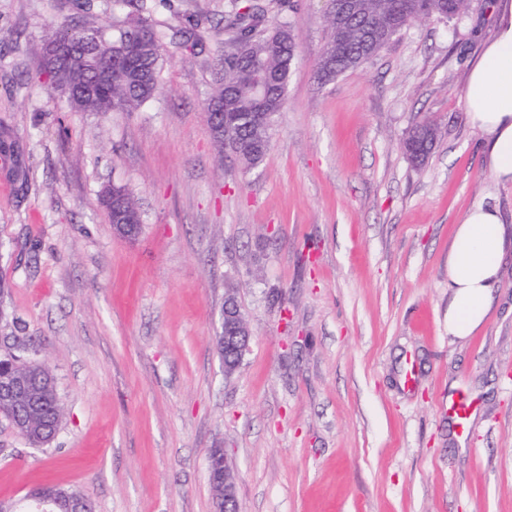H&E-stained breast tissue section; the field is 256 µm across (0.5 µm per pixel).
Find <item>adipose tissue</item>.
<instances>
[{
    "instance_id": "ef3b65f1",
    "label": "adipose tissue",
    "mask_w": 512,
    "mask_h": 512,
    "mask_svg": "<svg viewBox=\"0 0 512 512\" xmlns=\"http://www.w3.org/2000/svg\"><path fill=\"white\" fill-rule=\"evenodd\" d=\"M470 124L483 139L484 160L494 178L512 184V0L497 15L493 38L471 65L465 88ZM512 230L498 209L471 208L456 225L448 250V334L471 336L494 305Z\"/></svg>"
}]
</instances>
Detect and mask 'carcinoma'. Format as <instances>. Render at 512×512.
Here are the masks:
<instances>
[{"instance_id": "cac0c4a2", "label": "carcinoma", "mask_w": 512, "mask_h": 512, "mask_svg": "<svg viewBox=\"0 0 512 512\" xmlns=\"http://www.w3.org/2000/svg\"><path fill=\"white\" fill-rule=\"evenodd\" d=\"M136 16L109 35L101 28L65 27L43 45L40 71L78 112H132L158 89L161 71L160 34L154 27L146 0H113ZM347 41L336 43L335 17L328 15L330 33L317 64L319 79L332 81L376 56L404 27L431 19L449 20L464 12L467 0H354ZM270 5L257 0H229L215 22L200 12L173 30L183 44L195 45L199 30L224 29V52L213 71V90L207 104V123L214 142L229 151L245 168L258 166L271 142L275 116L286 103L295 36L282 22L269 16ZM382 31L375 42L365 43L362 26ZM266 92L256 94L254 77ZM438 138L435 125L424 122L403 139L407 157L417 165L431 154ZM25 377L30 395L19 402L14 417L24 421L26 440L41 448L53 436L48 422L60 428L65 408L53 374L35 358L6 351L0 355V377ZM79 490L53 488L49 509L66 512Z\"/></svg>"}]
</instances>
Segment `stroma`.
Listing matches in <instances>:
<instances>
[{
	"mask_svg": "<svg viewBox=\"0 0 512 512\" xmlns=\"http://www.w3.org/2000/svg\"><path fill=\"white\" fill-rule=\"evenodd\" d=\"M163 32L157 93L77 112L39 75L56 28L112 27V0H0V334L30 341L65 416L31 447L0 421V503L78 489L94 512H212L210 449L234 464L239 512H512V253L474 336L448 337V249L479 204L512 225L466 115L471 62L501 0L402 29L322 84L324 0L279 14L296 36L271 149L246 170L206 120L224 40L189 48L183 15L228 0H148ZM439 136L422 169L402 140ZM125 186L142 220L100 203ZM235 295L250 349L215 348ZM473 401L465 434L448 400Z\"/></svg>",
	"mask_w": 512,
	"mask_h": 512,
	"instance_id": "stroma-1",
	"label": "stroma"
}]
</instances>
